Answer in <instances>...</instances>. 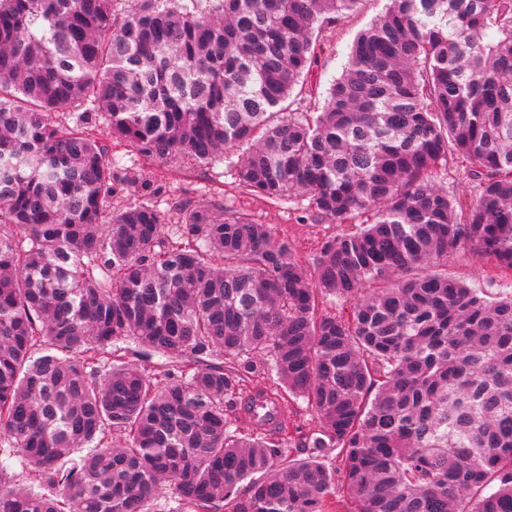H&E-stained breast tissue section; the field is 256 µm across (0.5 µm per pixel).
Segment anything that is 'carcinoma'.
Listing matches in <instances>:
<instances>
[{
	"label": "carcinoma",
	"instance_id": "1",
	"mask_svg": "<svg viewBox=\"0 0 512 512\" xmlns=\"http://www.w3.org/2000/svg\"><path fill=\"white\" fill-rule=\"evenodd\" d=\"M121 2L0 0V512H512V0H389L308 109L362 0ZM105 138L346 230L307 260L162 208ZM467 253L488 287L448 274ZM388 4V0H365L357 12L342 18L326 32L323 52L312 79L317 83L318 93L324 92L341 75L356 34L384 12Z\"/></svg>",
	"mask_w": 512,
	"mask_h": 512
}]
</instances>
